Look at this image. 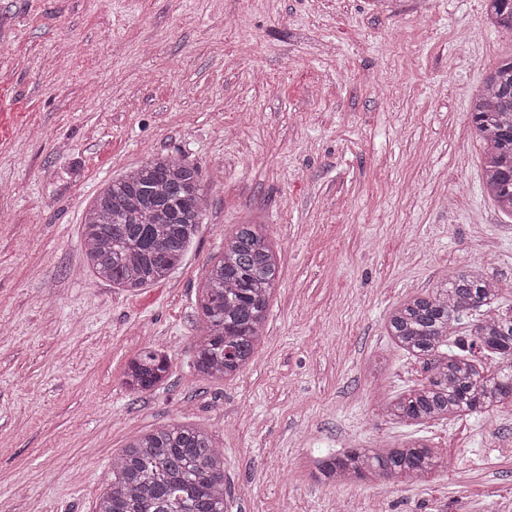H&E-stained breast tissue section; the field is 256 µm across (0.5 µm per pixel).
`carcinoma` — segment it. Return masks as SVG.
Returning <instances> with one entry per match:
<instances>
[{"instance_id": "1", "label": "carcinoma", "mask_w": 512, "mask_h": 512, "mask_svg": "<svg viewBox=\"0 0 512 512\" xmlns=\"http://www.w3.org/2000/svg\"><path fill=\"white\" fill-rule=\"evenodd\" d=\"M487 19L512 32V0H488ZM483 144V180L499 211L512 218V58L487 76L470 104ZM207 193L199 168L181 156L157 153L103 188L82 229L86 266L101 280L136 291L166 280L183 262L204 221ZM279 273L278 255L255 224L224 236V252L200 288L202 333L193 368L223 381L251 362ZM509 284L467 266L428 292L407 296L387 316L394 347L424 360L428 376L408 393L380 403L399 423L423 424L493 411L512 403V316L497 306ZM462 325L457 336L454 328ZM490 352L488 371L474 351ZM170 358L145 350L126 365L132 394L164 382ZM322 482L419 481L441 466L435 449L418 442L392 448H353L319 460ZM224 449L207 431L161 425L133 437L112 459L95 512H226Z\"/></svg>"}]
</instances>
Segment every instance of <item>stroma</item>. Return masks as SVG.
I'll return each instance as SVG.
<instances>
[{
  "label": "stroma",
  "mask_w": 512,
  "mask_h": 512,
  "mask_svg": "<svg viewBox=\"0 0 512 512\" xmlns=\"http://www.w3.org/2000/svg\"><path fill=\"white\" fill-rule=\"evenodd\" d=\"M509 57L485 0H0V512H94L113 456L171 423L223 448L228 512H512V405L419 426L377 409L427 376L386 334L394 305L466 265L512 281L469 112ZM159 152L199 167L206 214L182 267L130 292L86 268L81 224ZM244 223L279 281L254 361L210 382L196 293ZM150 345L169 378L130 394ZM417 438L444 464L416 484L306 472Z\"/></svg>",
  "instance_id": "obj_1"
}]
</instances>
